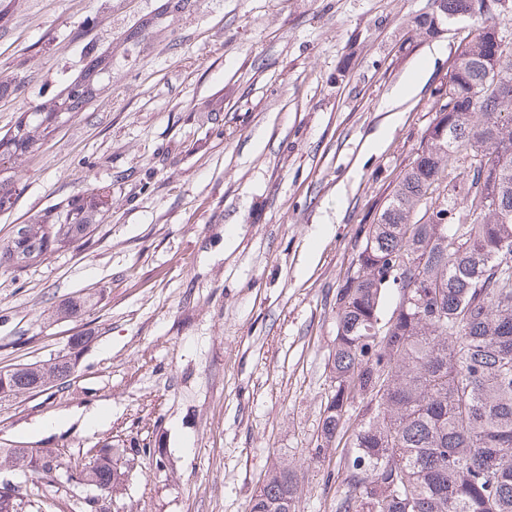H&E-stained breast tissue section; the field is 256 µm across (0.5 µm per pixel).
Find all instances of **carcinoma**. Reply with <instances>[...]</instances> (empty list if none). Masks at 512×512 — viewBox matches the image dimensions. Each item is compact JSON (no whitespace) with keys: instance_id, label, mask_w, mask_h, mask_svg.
Here are the masks:
<instances>
[{"instance_id":"carcinoma-1","label":"carcinoma","mask_w":512,"mask_h":512,"mask_svg":"<svg viewBox=\"0 0 512 512\" xmlns=\"http://www.w3.org/2000/svg\"><path fill=\"white\" fill-rule=\"evenodd\" d=\"M415 19L427 33L450 17H480L463 39L434 121L363 230L357 266L336 292L334 389L320 428L322 447L336 442L350 408L357 410L351 451L343 458L344 491L335 512H512V38L500 39L492 18L512 13V0H435ZM112 75L97 56L66 87L59 106L25 112L0 138V172L36 152L64 115L97 95L94 72ZM458 164L459 174L448 168ZM19 187L0 180V212L13 209ZM107 191L92 188L0 243V272L16 274L86 241L108 211ZM443 205L445 224L428 211ZM399 306L391 329L375 342L366 327L381 317L384 293ZM90 298L59 305L76 318ZM67 361L30 364L12 377L15 393L36 378L61 381ZM32 459L0 449V472L30 476L22 495L0 483V512H49L44 488L61 478L98 490L76 498L80 512H108L127 467L110 448L65 458L36 448ZM297 474L284 466L252 500L250 512H296Z\"/></svg>"}]
</instances>
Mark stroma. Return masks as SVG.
<instances>
[{
  "instance_id": "obj_1",
  "label": "stroma",
  "mask_w": 512,
  "mask_h": 512,
  "mask_svg": "<svg viewBox=\"0 0 512 512\" xmlns=\"http://www.w3.org/2000/svg\"><path fill=\"white\" fill-rule=\"evenodd\" d=\"M434 0H0V134L53 108L95 53L112 86L17 169L0 241L61 201L112 189L90 241L0 275V369L89 342L69 380L0 400V446L126 449L110 512H247L286 465L297 512H334L319 449L336 291L360 230L411 160L473 19L430 35ZM419 73L416 92L389 107ZM100 291L81 316L53 306ZM99 413L86 427V414ZM161 449L162 465L139 450Z\"/></svg>"
}]
</instances>
